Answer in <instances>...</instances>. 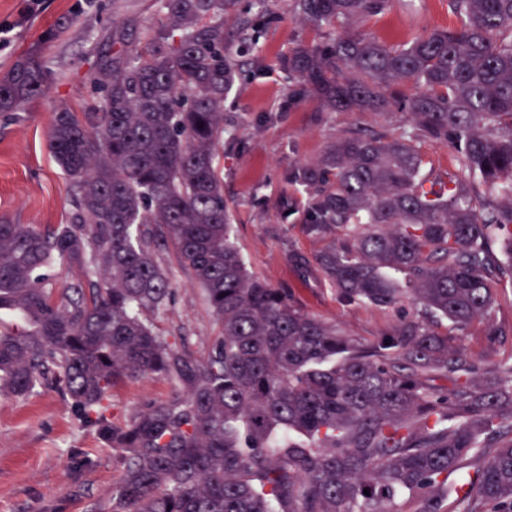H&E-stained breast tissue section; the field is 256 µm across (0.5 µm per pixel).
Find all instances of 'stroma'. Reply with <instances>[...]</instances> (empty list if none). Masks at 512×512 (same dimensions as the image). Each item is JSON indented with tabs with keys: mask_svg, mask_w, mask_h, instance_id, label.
Here are the masks:
<instances>
[{
	"mask_svg": "<svg viewBox=\"0 0 512 512\" xmlns=\"http://www.w3.org/2000/svg\"><path fill=\"white\" fill-rule=\"evenodd\" d=\"M240 9L252 20L258 43L237 48L241 67L224 99L219 157L237 246L255 276L288 289L306 312L374 339L395 323L394 311L343 305L332 288L301 281L294 271L289 252L309 255L321 244L302 234L299 214L288 209L302 196L288 175L315 159L340 131L374 125L379 118L321 112L312 101L289 107L291 79L279 59L295 40L313 42L317 34L289 15L287 0H241ZM65 15L75 16V24L45 51L54 82L13 115L0 116V217L17 224L71 223V183L48 145L53 114L62 106L80 109L97 102L91 80L114 53L113 21L124 22L132 42L142 41L160 17V0H0V71ZM451 21L447 0H396L388 14L360 28L392 43ZM158 260L175 288L166 310L153 317L158 331L187 337L190 350L206 356L219 328L203 291L173 248L161 247ZM496 298L492 322L473 321L458 336L467 353L488 368L512 358V289L497 288ZM492 324L501 331L493 344L486 336ZM171 391L159 377L123 383L112 392L114 415L124 418L146 401L166 400ZM76 453L93 458L94 466L73 470L70 458ZM119 475L111 448L79 425L57 392L0 398V512H108Z\"/></svg>",
	"mask_w": 512,
	"mask_h": 512,
	"instance_id": "35a3bbf8",
	"label": "stroma"
}]
</instances>
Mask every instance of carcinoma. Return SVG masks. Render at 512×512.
Here are the masks:
<instances>
[{"label": "carcinoma", "instance_id": "carcinoma-1", "mask_svg": "<svg viewBox=\"0 0 512 512\" xmlns=\"http://www.w3.org/2000/svg\"><path fill=\"white\" fill-rule=\"evenodd\" d=\"M392 7L291 0L332 32L280 57L288 106L393 117L341 131L290 174L302 230L323 242L290 260L346 306L395 310L373 341L251 274L234 241L216 155L238 0H161L142 47L112 22L99 104L54 113L76 214L0 219V315L20 318L0 324V397L62 394L119 464L110 512H512V359L485 383L454 336L493 325L494 286L512 285V0H448L452 25L399 43L352 30ZM73 24L59 18L0 71L1 113L44 91L45 45ZM428 141L454 171L428 166ZM166 241L220 327L204 358L143 318L173 295ZM56 260L100 280L53 288ZM153 376L169 399L117 420L112 389Z\"/></svg>", "mask_w": 512, "mask_h": 512}]
</instances>
